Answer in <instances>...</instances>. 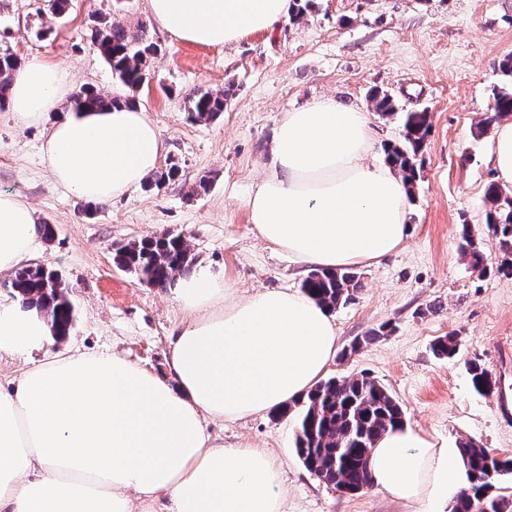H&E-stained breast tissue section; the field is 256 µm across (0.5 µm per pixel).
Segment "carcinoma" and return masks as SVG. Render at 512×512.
<instances>
[{"instance_id":"obj_1","label":"carcinoma","mask_w":512,"mask_h":512,"mask_svg":"<svg viewBox=\"0 0 512 512\" xmlns=\"http://www.w3.org/2000/svg\"><path fill=\"white\" fill-rule=\"evenodd\" d=\"M90 43L112 69L117 81L134 92L149 81L151 59L160 51L145 23L130 28L107 17L95 19L90 29ZM20 60L12 54L0 55V109L9 97L10 78ZM233 96L227 86L220 92L197 90L187 97L186 112L191 122H212L224 114V103ZM136 98L106 95L84 86L73 96L76 111L103 110L121 104H133ZM381 115H397L392 98L373 96ZM403 141L387 148V161L399 170L407 186L416 178L417 157L430 131L426 112H408L402 116ZM179 175L172 165L150 176L144 183L148 191ZM486 226L498 239L504 252L512 250V194L492 184L486 191ZM461 248L473 268L486 271V258L475 247L468 225H462ZM189 242L179 234L164 232L120 246L114 255L119 269L138 282L165 287L176 274L188 269ZM8 287L22 297L23 303L46 311L58 336L69 334L74 322V308L63 276L44 265H29L14 272ZM302 291L328 310L349 301L361 288V275L353 268H315L301 284ZM442 358L457 354L454 336L439 337L433 347ZM474 389L484 395L494 391L496 380L480 362H468ZM297 417L296 453L303 465L336 490L354 494L371 486L368 460L371 449L390 427L405 422L404 411L393 396L366 374L321 380L301 400ZM461 460L469 486L460 494L452 512H512V499L500 493L499 480L512 474V458H501L474 440L460 442Z\"/></svg>"}]
</instances>
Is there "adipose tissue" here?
<instances>
[{"label": "adipose tissue", "mask_w": 512, "mask_h": 512, "mask_svg": "<svg viewBox=\"0 0 512 512\" xmlns=\"http://www.w3.org/2000/svg\"><path fill=\"white\" fill-rule=\"evenodd\" d=\"M292 0H149L177 41L220 47L272 30ZM66 70L34 60L11 78L19 125L56 118L41 144L54 186L104 204L155 172L163 133L140 105L65 107ZM376 149L366 112L324 98L287 113L246 205L255 231L314 268H348L395 252L408 233L407 190ZM32 206L0 192V274L33 258ZM186 314L171 336L169 379L107 353L52 344L39 308L0 299V353L25 357L0 383V512H287L272 455L212 439L205 418L237 421L300 400L328 371L338 336L328 309L289 288L233 296L222 276L177 279ZM375 489L412 512H443L467 486L458 446L409 425L369 459Z\"/></svg>", "instance_id": "adipose-tissue-1"}]
</instances>
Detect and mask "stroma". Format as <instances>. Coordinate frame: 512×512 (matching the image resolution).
<instances>
[{"label": "stroma", "instance_id": "1", "mask_svg": "<svg viewBox=\"0 0 512 512\" xmlns=\"http://www.w3.org/2000/svg\"><path fill=\"white\" fill-rule=\"evenodd\" d=\"M133 27L149 21L148 0H70L52 18L48 0H0V54L68 69L75 87L121 95L108 64L91 48L97 16ZM150 33L162 51L138 102L162 129L161 165L181 176L158 191L137 187L107 204L87 205L54 187L40 152L52 117L18 125L0 111V191L26 199L54 236L41 240L35 263L61 271L75 309L74 326L57 347L111 352L164 377L168 338L183 313L172 289L138 284L113 261L116 247L163 231L184 235L194 265L222 274L236 295L299 289L308 269L255 232L246 200L262 178L286 112L324 97L369 114L384 146L400 142L405 112L430 116V136L409 205L403 246L360 267L362 287L332 312L339 356L329 376L367 374L399 401L405 422L427 436L476 441L512 456V275L496 270L501 250L485 224V191L495 182L490 159L496 95L512 87L500 62L512 56V0H313L306 14L227 47ZM235 94L217 121H188L185 99L196 90ZM390 95L398 114L375 112L373 92ZM206 191L193 193L199 178ZM488 260L473 269L459 249L462 225ZM385 338L352 348L382 323ZM457 336L453 359L437 358L438 337ZM481 359L497 379L492 394L475 391L467 360ZM295 420L266 413L215 422L216 443L267 449L288 486V512H408L369 488L344 494L320 481L295 451Z\"/></svg>", "mask_w": 512, "mask_h": 512}]
</instances>
